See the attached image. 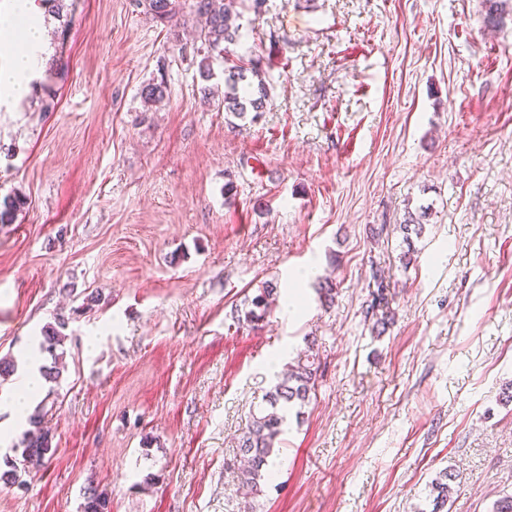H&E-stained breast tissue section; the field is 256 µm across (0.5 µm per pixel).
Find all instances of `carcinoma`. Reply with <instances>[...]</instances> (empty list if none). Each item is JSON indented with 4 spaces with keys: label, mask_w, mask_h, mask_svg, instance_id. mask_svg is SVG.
I'll return each instance as SVG.
<instances>
[{
    "label": "carcinoma",
    "mask_w": 512,
    "mask_h": 512,
    "mask_svg": "<svg viewBox=\"0 0 512 512\" xmlns=\"http://www.w3.org/2000/svg\"><path fill=\"white\" fill-rule=\"evenodd\" d=\"M484 4V25L497 28L503 24L507 16L506 0H484ZM145 7L153 18L160 21H170L177 14V0H145ZM194 11L204 20L199 34L201 46L196 48V54L202 55L199 69L201 77L207 81L213 76V59L223 56L226 53V44L236 41L240 26L233 5L224 3V0H194ZM247 71L257 82L247 81ZM165 91V83L161 80L147 84L142 89V96L145 102L155 103L163 99ZM267 97L260 60H250L246 69L238 66L228 69L224 77V111L243 118L250 111L260 112ZM25 205L26 200L20 195L4 196L0 200V224L13 223L16 212ZM274 295L276 286L269 282L264 283L259 293L250 300L251 308L238 315L237 322L257 324L271 309ZM65 328L66 321L63 318L56 325L46 327L39 343L40 351L54 359L58 358L56 349ZM313 352L314 347H308L306 353L298 356L288 366L287 371L277 378L272 389L265 395L266 407L252 415L239 440V451L248 462L242 477L256 494L261 492L260 480L264 478L263 471L272 462L288 412L294 409L296 414H301V409L309 403L310 394L315 389L319 367L313 360ZM30 423L33 424V429L24 435L21 458L6 461L9 470L0 475L6 482L23 484L22 477L39 471L45 465L46 456L52 453L54 436L42 425L41 417H30ZM442 477L444 481H437L432 485V489L437 491L432 512H438L447 503L451 492L450 482L455 479V474L448 470L443 472ZM108 504L106 492L90 487L85 492L81 512H109Z\"/></svg>",
    "instance_id": "1"
}]
</instances>
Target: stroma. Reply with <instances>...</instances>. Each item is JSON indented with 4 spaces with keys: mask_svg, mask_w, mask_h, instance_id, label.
Here are the masks:
<instances>
[{
    "mask_svg": "<svg viewBox=\"0 0 512 512\" xmlns=\"http://www.w3.org/2000/svg\"><path fill=\"white\" fill-rule=\"evenodd\" d=\"M191 4L161 22L65 0L43 18L51 108L0 101V198L27 201L0 224V357L24 366L67 323L41 357L61 383L30 401L55 452L0 482V512H81L92 486L110 512H430L447 470L442 512H491L512 494V21L485 28L483 0H237L228 56L260 59L269 94L251 120L224 109L223 62L202 80ZM267 281L270 313L239 323ZM309 338L311 400L250 493L238 441L267 364Z\"/></svg>",
    "mask_w": 512,
    "mask_h": 512,
    "instance_id": "stroma-1",
    "label": "stroma"
}]
</instances>
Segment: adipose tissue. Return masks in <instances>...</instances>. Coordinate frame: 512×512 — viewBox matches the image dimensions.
Listing matches in <instances>:
<instances>
[{"instance_id": "1", "label": "adipose tissue", "mask_w": 512, "mask_h": 512, "mask_svg": "<svg viewBox=\"0 0 512 512\" xmlns=\"http://www.w3.org/2000/svg\"><path fill=\"white\" fill-rule=\"evenodd\" d=\"M17 31L22 34V47L6 66L0 67V94L20 99L27 94L30 79L48 52L31 0H12L10 12L0 15V37Z\"/></svg>"}]
</instances>
